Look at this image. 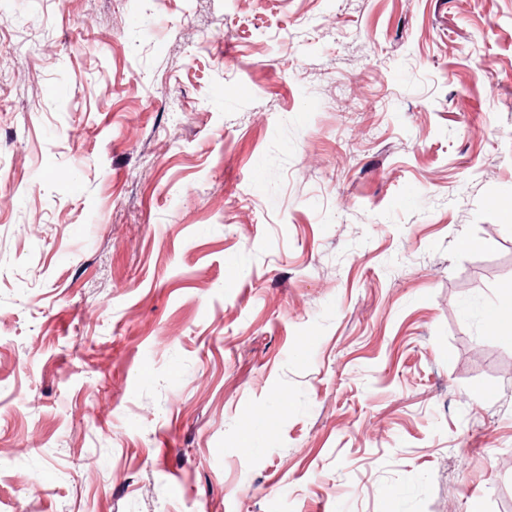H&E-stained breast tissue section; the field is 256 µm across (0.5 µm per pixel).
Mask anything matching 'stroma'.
Returning <instances> with one entry per match:
<instances>
[{
    "instance_id": "35a3bbf8",
    "label": "stroma",
    "mask_w": 512,
    "mask_h": 512,
    "mask_svg": "<svg viewBox=\"0 0 512 512\" xmlns=\"http://www.w3.org/2000/svg\"><path fill=\"white\" fill-rule=\"evenodd\" d=\"M510 189L512 0H0V512H512Z\"/></svg>"
}]
</instances>
